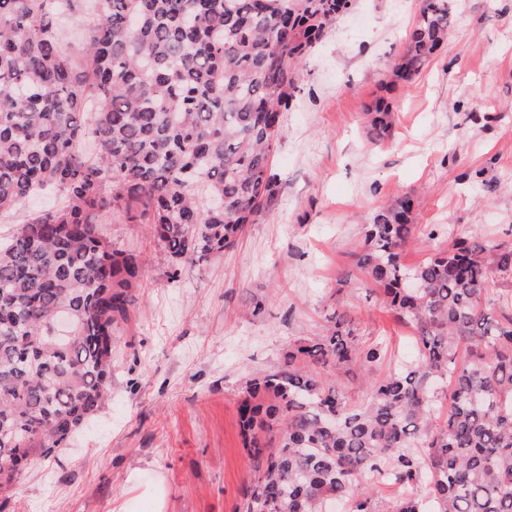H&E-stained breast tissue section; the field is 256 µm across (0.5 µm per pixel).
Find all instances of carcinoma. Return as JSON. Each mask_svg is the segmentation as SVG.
I'll use <instances>...</instances> for the list:
<instances>
[{
	"label": "carcinoma",
	"instance_id": "carcinoma-1",
	"mask_svg": "<svg viewBox=\"0 0 512 512\" xmlns=\"http://www.w3.org/2000/svg\"><path fill=\"white\" fill-rule=\"evenodd\" d=\"M85 0H0V213L47 191L62 204L0 241V462L50 458L107 401L115 331L141 256L102 236L134 215L175 260L233 248L271 197L272 118L351 0H94L80 58L57 22ZM452 0H421L386 85L448 41ZM383 141L394 115L364 112ZM412 200L378 206L356 265L415 333L418 357L375 376L384 345L330 318L256 374L239 407L254 480L242 512H512V244L454 239L408 268ZM66 309L70 338L52 329ZM358 366L359 405L328 370ZM451 390L448 411L439 392ZM398 484L394 500L379 496Z\"/></svg>",
	"mask_w": 512,
	"mask_h": 512
}]
</instances>
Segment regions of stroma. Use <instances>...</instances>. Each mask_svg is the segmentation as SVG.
I'll return each mask as SVG.
<instances>
[{
  "label": "stroma",
  "instance_id": "obj_1",
  "mask_svg": "<svg viewBox=\"0 0 512 512\" xmlns=\"http://www.w3.org/2000/svg\"><path fill=\"white\" fill-rule=\"evenodd\" d=\"M419 7L352 0L308 53L271 158L273 196L233 249L176 262L147 224L103 212L104 237L144 260L109 400L67 448L29 463L17 512H239L252 477L239 406L254 372L343 312L365 341L389 340L378 374L417 356L355 264L379 203L415 196L408 267L453 236L512 242V0H455L447 46L383 91ZM380 96L395 129L373 145L363 112Z\"/></svg>",
  "mask_w": 512,
  "mask_h": 512
}]
</instances>
